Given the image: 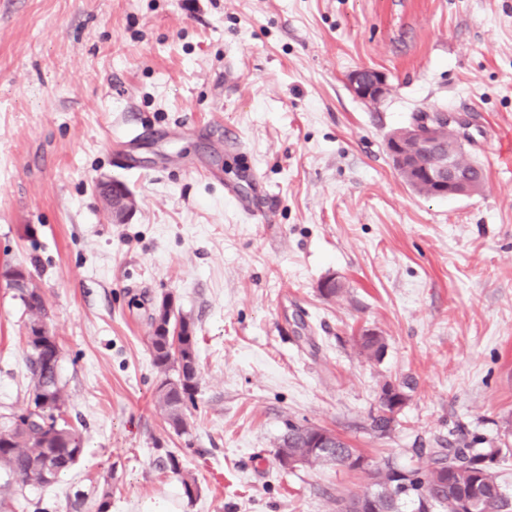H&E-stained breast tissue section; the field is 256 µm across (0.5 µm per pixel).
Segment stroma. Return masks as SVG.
Returning a JSON list of instances; mask_svg holds the SVG:
<instances>
[{"label": "stroma", "mask_w": 512, "mask_h": 512, "mask_svg": "<svg viewBox=\"0 0 512 512\" xmlns=\"http://www.w3.org/2000/svg\"><path fill=\"white\" fill-rule=\"evenodd\" d=\"M384 74L368 104L348 75ZM416 112L467 125L481 192L411 189L387 150ZM142 139L124 143L131 126ZM237 136L229 149L217 131ZM136 198L113 223L95 185ZM256 200V223L224 194ZM29 266L61 346L84 453L13 512H336L371 485L291 469L287 423L378 465L418 466L452 430L512 447V0H0V266ZM344 291L327 300L320 283ZM197 336V408L154 403L163 297ZM28 315L0 286V415L28 405ZM383 336L381 359L356 338ZM407 383L390 432L384 384ZM177 451L198 493L165 469ZM390 384L391 383H387L382 386L379 395V408L377 414L372 418L373 427L380 432H387L391 429L392 424L395 422L397 410L406 402L402 387L400 386L401 390L398 386ZM389 385L390 387L387 389ZM386 389L394 408L385 397Z\"/></svg>", "instance_id": "stroma-1"}]
</instances>
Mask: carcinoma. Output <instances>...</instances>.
I'll return each mask as SVG.
<instances>
[{"label": "carcinoma", "instance_id": "obj_1", "mask_svg": "<svg viewBox=\"0 0 512 512\" xmlns=\"http://www.w3.org/2000/svg\"><path fill=\"white\" fill-rule=\"evenodd\" d=\"M457 164L470 176L472 191H480L485 183L482 164L469 158L466 151L456 156ZM28 314L27 326L48 325L47 311L40 288L29 278L27 287L15 292ZM174 324L181 327L183 336L178 347L167 337L152 334L150 344L155 366L163 373L173 370L176 377L165 378L169 388L157 387L156 406L168 425L179 434L186 430V415L195 406L196 345L194 323L180 315ZM362 354L369 358L381 357L386 349L383 337L376 340L356 339ZM31 381L30 403L20 414H10L0 422V472L21 485L48 486L73 467L82 455L79 434L65 420L66 397L58 373L61 347L54 333L27 337ZM387 386H382L379 408L373 416V427L387 432L395 422L397 411L385 397ZM307 425L288 424L278 443L303 457L302 463L311 466L336 465L356 470V463L348 462L354 452L342 437H336L331 457H309L306 448ZM512 457V448H475L466 438L455 439L446 448H430L425 452L424 465L405 469L388 459L370 470L373 489L386 492V481H400L395 489L398 504L412 505L411 512H512V492L500 480V465ZM167 468L181 477V486L187 498L198 491L194 479L183 476L184 463L173 452L167 454Z\"/></svg>", "mask_w": 512, "mask_h": 512}]
</instances>
